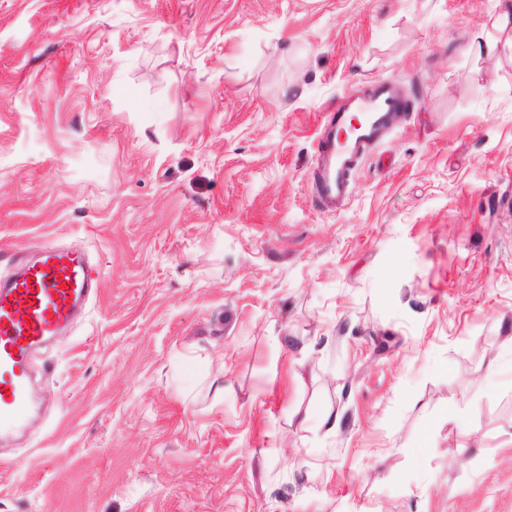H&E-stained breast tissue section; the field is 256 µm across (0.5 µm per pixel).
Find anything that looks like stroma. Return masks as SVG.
I'll list each match as a JSON object with an SVG mask.
<instances>
[{
    "label": "stroma",
    "instance_id": "stroma-1",
    "mask_svg": "<svg viewBox=\"0 0 512 512\" xmlns=\"http://www.w3.org/2000/svg\"><path fill=\"white\" fill-rule=\"evenodd\" d=\"M381 80L412 109L321 211ZM50 244L102 293L0 512H512V0H0V274ZM406 98L396 84L381 81L372 86L368 96L351 97L324 113L313 175L321 208L334 209L349 195L354 171L394 126L399 113L407 110ZM353 112H359L362 120L349 137L336 139L337 132L352 125Z\"/></svg>",
    "mask_w": 512,
    "mask_h": 512
}]
</instances>
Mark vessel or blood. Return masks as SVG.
Masks as SVG:
<instances>
[{
    "instance_id": "vessel-or-blood-1",
    "label": "vessel or blood",
    "mask_w": 512,
    "mask_h": 512,
    "mask_svg": "<svg viewBox=\"0 0 512 512\" xmlns=\"http://www.w3.org/2000/svg\"><path fill=\"white\" fill-rule=\"evenodd\" d=\"M406 109L398 86L381 81L369 95L349 98L324 114L314 171L321 208H335L349 195L354 171ZM100 282L86 253L56 247L44 248L37 259L17 261L0 277V431L17 428L32 411V354L98 295Z\"/></svg>"
}]
</instances>
